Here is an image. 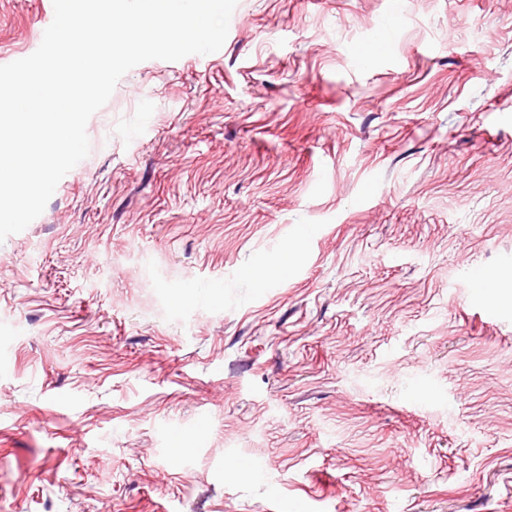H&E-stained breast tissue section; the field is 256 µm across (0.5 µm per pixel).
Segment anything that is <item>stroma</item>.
I'll return each mask as SVG.
<instances>
[{"mask_svg": "<svg viewBox=\"0 0 512 512\" xmlns=\"http://www.w3.org/2000/svg\"><path fill=\"white\" fill-rule=\"evenodd\" d=\"M389 9L238 0L119 80L0 243V512H512V0L360 62Z\"/></svg>", "mask_w": 512, "mask_h": 512, "instance_id": "obj_1", "label": "stroma"}]
</instances>
